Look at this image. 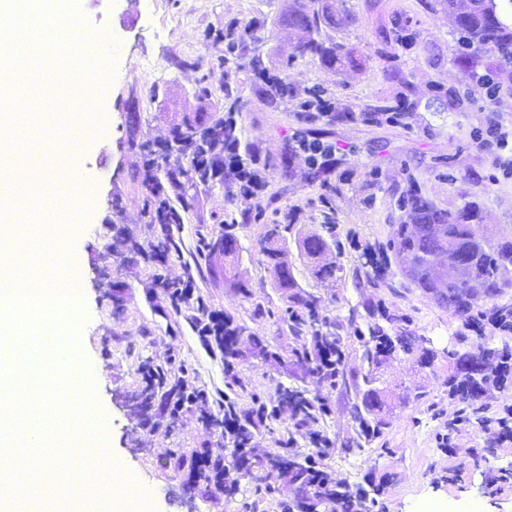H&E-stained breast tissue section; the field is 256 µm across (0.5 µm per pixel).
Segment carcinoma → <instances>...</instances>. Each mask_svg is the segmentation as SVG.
Instances as JSON below:
<instances>
[{
  "instance_id": "cac0c4a2",
  "label": "carcinoma",
  "mask_w": 512,
  "mask_h": 512,
  "mask_svg": "<svg viewBox=\"0 0 512 512\" xmlns=\"http://www.w3.org/2000/svg\"><path fill=\"white\" fill-rule=\"evenodd\" d=\"M435 5L452 15L462 16L458 30L465 32L474 55L465 61L473 67L480 62V53L507 51L512 48V29L501 25L495 11V0H435ZM350 12L344 0L328 4L320 16L309 15L295 6L288 12V27L307 34L300 52L316 57L325 64L341 62L342 47L327 45L314 37L320 22L340 25L348 21ZM230 53L248 59L252 71L263 67V61L252 37L244 33L234 37L227 33ZM140 115H128V141L140 155L139 164L133 174V181L147 190L144 200V214L147 217L149 234L143 243L130 241L129 250L135 253L179 252L180 238L174 227L182 223L179 210L194 206L192 191L200 185L220 184L230 186L234 175L218 173L213 162L224 157V144L241 146L237 125L231 119L209 122L204 118L182 121L174 126L165 142L164 150L157 152L147 142H140L137 132ZM174 191L169 196L164 185ZM404 212V221L393 225L385 250L398 259L402 275L415 287L432 295L435 303L446 308L465 322L474 320L480 311L479 302L499 298L503 289L497 287L500 271L507 262L512 263V238L501 236L494 241L482 234L478 220L479 211L469 205L461 211L443 210L415 192L398 201ZM263 217L261 202L254 201L241 211V222L226 224L221 229L220 239L229 247L224 258L237 259L239 246L237 231L249 228L252 222ZM291 224H265L257 240L261 264L274 275V287L281 290L282 306L277 310L253 298L246 281L224 267V281L237 288L238 293L251 306L250 318H272L279 335L289 340L288 350L282 354L265 345L250 330L248 324L233 316L224 315V325L233 336L244 338L247 349L236 341L226 344L224 351V393L223 411L233 415L237 426L224 431V437L231 444V451L254 452L251 446L254 435L262 430L275 433L276 426L288 422V437L276 439L278 449L256 455V467L252 474L241 476L235 467H224V498L237 504L238 512H265L266 504L276 501L280 512H367L362 496L354 495L336 482V477L327 463L333 453L326 437H321L320 446L307 452L295 448L293 432L305 430L308 434H320L331 414L329 400L314 394L307 386L312 381L319 387L336 391L343 399L351 402L350 414L358 426L354 435L340 442L345 452L362 449L381 438L390 426L389 412L385 411V390L379 387L381 371L387 361L398 351L410 354L416 337L408 329L409 320L394 316L382 310H371L366 327L356 324L343 329L335 319L319 311L317 297L299 287L292 271L283 266L282 256L286 250V233ZM202 235L197 239L196 258L205 261L209 271L214 270L213 259L216 239ZM329 241L323 235L314 233L299 242L304 256L314 264V274L322 281L334 282L343 270L340 263H324L321 256ZM448 267L446 279L436 283L432 277L434 262ZM156 285L162 288L172 308L180 312L187 308V319L195 330L203 326L209 307L199 301L196 305L183 300L171 281L161 274L155 275ZM480 281L487 288L478 290L474 283ZM491 321L502 330H512V305L493 304ZM361 352L365 367L349 370L345 360L353 352ZM479 359L486 363H503L512 359V350H501L478 346ZM456 360V374L448 379L451 386L470 384L473 378L464 367L470 355L450 353ZM249 357L270 362L291 378V383H280L273 394H248L250 403H240L237 390H245L235 373L239 361ZM156 378L151 389L152 395H163L171 386L172 376L191 372L184 363L171 359L165 364L146 363ZM293 488L294 496L288 501L277 499L278 487L269 481L272 473Z\"/></svg>"
}]
</instances>
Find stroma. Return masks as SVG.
I'll return each instance as SVG.
<instances>
[{"instance_id": "stroma-1", "label": "stroma", "mask_w": 512, "mask_h": 512, "mask_svg": "<svg viewBox=\"0 0 512 512\" xmlns=\"http://www.w3.org/2000/svg\"><path fill=\"white\" fill-rule=\"evenodd\" d=\"M91 30L116 40L114 75L101 91L110 105L107 131L81 148L79 165L94 190L85 224L73 234L71 251L85 280V321L79 347L90 367L78 374L94 391L108 419L107 448L131 474L136 494L148 499L151 512H237V506L200 494L186 472L167 461L172 449L186 457L201 451L224 452L218 430L200 422L195 410L170 420L161 404L152 414L160 428L139 427L129 402L141 388L144 362L176 359L192 368L197 385L213 400L224 399V355L203 341L185 314L175 312L153 283L155 265L138 260L130 268L107 265L108 244L144 240V195L130 179L139 157L128 146L127 106L137 97L141 116L138 138L156 145L169 137L184 113L225 116L236 105L242 143L253 146L264 164L260 200L268 208L263 224H294L288 233V263L300 287L319 299V307L342 323L366 306L385 303L390 312L410 317L417 338L413 354L392 359L381 376L394 410L382 438L363 450L336 453L329 464L350 491L376 492L372 512H425L428 501L446 512H512V443H499L494 431L469 424L449 433L448 422L461 402L451 395L448 376L454 367L449 351L475 352L476 335H465L461 320L439 308L420 289L409 286L397 261L380 274L384 285L371 287L363 255L381 252L391 227L400 223L399 199L413 188L437 207L457 211L472 202L481 210L480 228L495 237L512 230V177H504L499 149H480L474 131L490 120L512 129V84L503 83L495 113L482 111L480 89L472 87L457 44L459 33L444 11H431L426 0H346L352 23L322 27L321 40L342 45L349 57L324 65L301 54V35L285 18L294 4L320 10L321 0H75ZM262 18L257 49L266 66L288 84L292 96L273 100L254 82L247 60L225 64L228 52L218 34L228 25L245 28ZM407 30L412 40L396 41ZM214 73L231 87L232 97L200 99L195 88ZM336 104L327 122L338 151L324 185L308 184L306 154L284 162L288 142L307 125L299 104L309 94ZM406 107L396 122H367L371 106ZM294 176L282 177L284 166ZM242 199L221 186H202L191 211L183 213L181 251L169 255L163 270L172 279L187 276L195 296L212 310L243 317L246 304L224 283V261L214 272H197L199 235H217L222 224L239 221ZM335 227L341 246L342 278L327 284L301 256L296 236ZM263 225L239 231V269L255 298L280 304L271 277L259 262L257 239ZM451 434L453 453L441 449Z\"/></svg>"}]
</instances>
